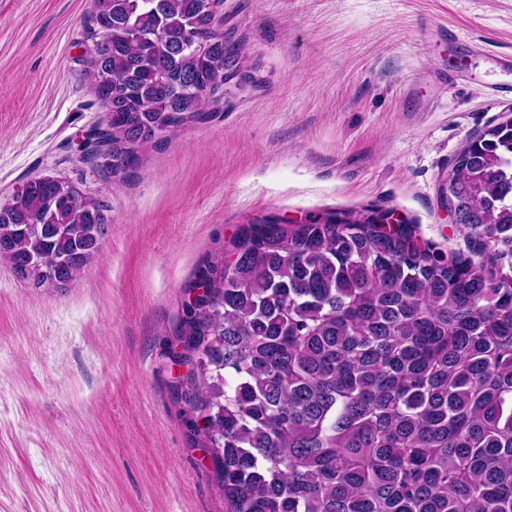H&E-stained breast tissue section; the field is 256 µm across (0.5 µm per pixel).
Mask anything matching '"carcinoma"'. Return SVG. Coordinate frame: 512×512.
<instances>
[{
    "label": "carcinoma",
    "instance_id": "1",
    "mask_svg": "<svg viewBox=\"0 0 512 512\" xmlns=\"http://www.w3.org/2000/svg\"><path fill=\"white\" fill-rule=\"evenodd\" d=\"M85 29L114 178L224 98L211 0H94ZM448 206L480 262L329 214L249 224L206 265L178 392L224 512H512V120L457 153ZM111 223L30 179L0 205V260L60 287Z\"/></svg>",
    "mask_w": 512,
    "mask_h": 512
}]
</instances>
